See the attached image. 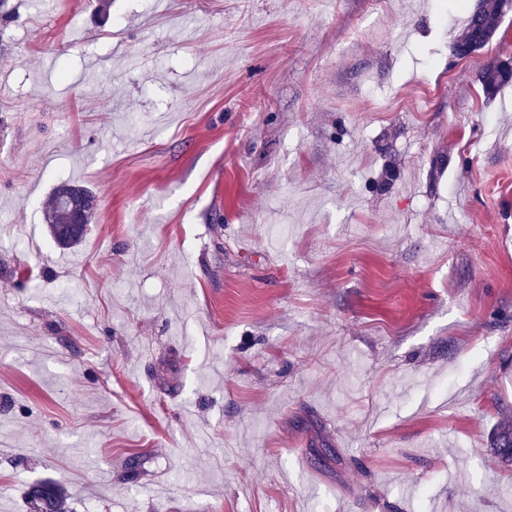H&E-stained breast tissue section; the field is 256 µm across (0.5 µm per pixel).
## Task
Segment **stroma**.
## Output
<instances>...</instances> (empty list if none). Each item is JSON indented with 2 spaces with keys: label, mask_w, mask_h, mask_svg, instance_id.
<instances>
[{
  "label": "stroma",
  "mask_w": 512,
  "mask_h": 512,
  "mask_svg": "<svg viewBox=\"0 0 512 512\" xmlns=\"http://www.w3.org/2000/svg\"><path fill=\"white\" fill-rule=\"evenodd\" d=\"M0 0V512H512V10ZM98 199L63 248L44 203ZM506 0H477L467 24L452 45V54L467 57L485 47L496 35ZM512 83V67L499 64L488 67L482 75V86L486 94L494 95L502 87ZM30 498L37 505L36 512H61L62 498L60 490L53 484L35 485L30 491Z\"/></svg>",
  "instance_id": "stroma-1"
}]
</instances>
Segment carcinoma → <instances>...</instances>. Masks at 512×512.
I'll return each mask as SVG.
<instances>
[{
  "label": "carcinoma",
  "instance_id": "cac0c4a2",
  "mask_svg": "<svg viewBox=\"0 0 512 512\" xmlns=\"http://www.w3.org/2000/svg\"><path fill=\"white\" fill-rule=\"evenodd\" d=\"M506 0H477L470 12L467 24L452 45V54L467 57L485 47L496 35ZM512 83V66L499 64L488 67L482 75L486 94L494 95L502 87ZM95 199L93 191L75 183H61L51 192L46 207V222L56 243L62 247L78 244L85 237L94 207H88L82 223H72L69 199L72 197ZM493 448L501 458L512 461V427L503 426L493 435ZM30 498L36 504V512H58L62 508L60 490L53 484L35 485Z\"/></svg>",
  "mask_w": 512,
  "mask_h": 512
}]
</instances>
